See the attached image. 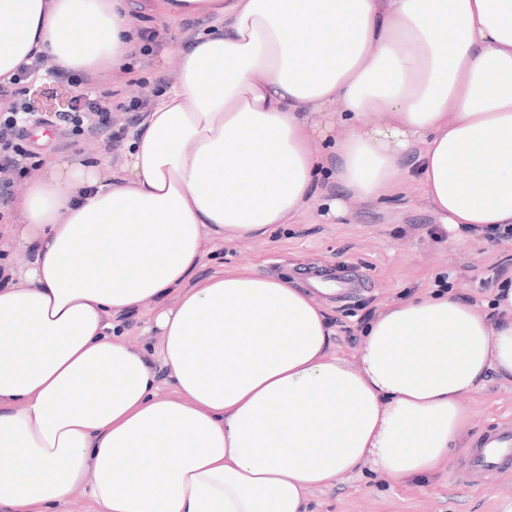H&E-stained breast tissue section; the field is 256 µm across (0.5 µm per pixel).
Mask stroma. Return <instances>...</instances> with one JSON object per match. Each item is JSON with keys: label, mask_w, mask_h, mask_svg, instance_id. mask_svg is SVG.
Masks as SVG:
<instances>
[{"label": "stroma", "mask_w": 512, "mask_h": 512, "mask_svg": "<svg viewBox=\"0 0 512 512\" xmlns=\"http://www.w3.org/2000/svg\"><path fill=\"white\" fill-rule=\"evenodd\" d=\"M139 28L157 32L149 55H135L127 70L98 78L95 92L111 109L112 125L126 126L132 106L151 100L177 77L175 57H164L171 43L201 34L209 22L199 19L192 32L184 22H170L159 11L143 9L144 0H129ZM44 140L34 148L41 163L27 179L14 185L22 193L28 179L41 177L42 163L59 155L96 165L101 177L123 161V150H108L97 141L78 140L60 149L51 126H44ZM329 196L320 197L314 210L292 224L274 225L259 238L213 241L206 245L198 276L219 274L239 267L265 275L301 279L312 269L338 275L357 269L369 280L351 297L329 298L330 314L337 328L336 351L350 357L361 339V330L376 308L433 287L477 302H489L498 285L496 270L512 275V240H499L480 231H441L421 189L408 181L400 195L373 203H353L346 216L327 213ZM472 434L480 436L497 420L512 418V383L489 379L470 395ZM313 512H512V471L478 487L458 483L453 473L394 483L375 473L346 478L337 485L311 492Z\"/></svg>", "instance_id": "1"}]
</instances>
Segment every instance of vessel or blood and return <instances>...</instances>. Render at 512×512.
I'll return each instance as SVG.
<instances>
[{
  "instance_id": "obj_1",
  "label": "vessel or blood",
  "mask_w": 512,
  "mask_h": 512,
  "mask_svg": "<svg viewBox=\"0 0 512 512\" xmlns=\"http://www.w3.org/2000/svg\"><path fill=\"white\" fill-rule=\"evenodd\" d=\"M512 468V421L495 423L483 432L456 465L457 481L480 485Z\"/></svg>"
}]
</instances>
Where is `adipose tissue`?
Segmentation results:
<instances>
[{"instance_id":"1","label":"adipose tissue","mask_w":512,"mask_h":512,"mask_svg":"<svg viewBox=\"0 0 512 512\" xmlns=\"http://www.w3.org/2000/svg\"><path fill=\"white\" fill-rule=\"evenodd\" d=\"M212 32L110 181L49 160L0 226L28 259L0 287V512H308L365 470H447L466 398L512 382V284L494 311L425 292L382 308L352 358L328 307L247 268L199 279L204 245L313 209L329 172L375 202L415 178L438 221L512 225V0H160ZM138 40L126 0H0V83L36 56L107 73ZM349 132L314 152L336 122ZM155 353L114 316L169 289ZM172 397L155 391L154 362Z\"/></svg>"}]
</instances>
